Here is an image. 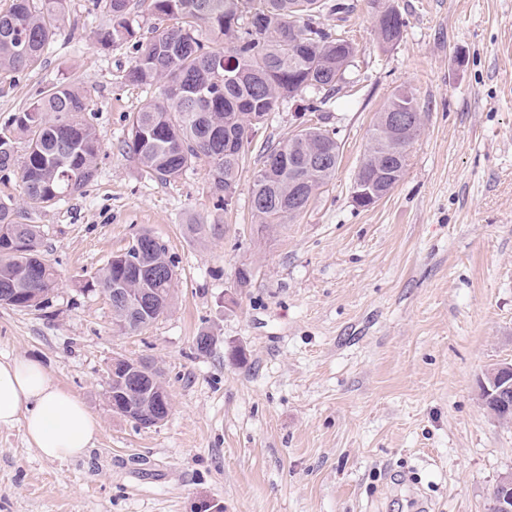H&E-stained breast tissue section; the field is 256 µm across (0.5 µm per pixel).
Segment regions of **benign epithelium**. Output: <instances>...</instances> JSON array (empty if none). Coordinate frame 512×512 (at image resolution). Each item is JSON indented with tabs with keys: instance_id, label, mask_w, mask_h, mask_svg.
Here are the masks:
<instances>
[{
	"instance_id": "1",
	"label": "benign epithelium",
	"mask_w": 512,
	"mask_h": 512,
	"mask_svg": "<svg viewBox=\"0 0 512 512\" xmlns=\"http://www.w3.org/2000/svg\"><path fill=\"white\" fill-rule=\"evenodd\" d=\"M413 118L408 114H388L385 123L392 128V134L404 138L409 131ZM385 197V192L369 183L358 187L354 193L357 202L374 205ZM159 294L148 290L133 299L128 297L123 288H114L106 294L109 303H122L136 309H156L158 314L166 308L157 303ZM110 379L120 382L119 387L111 392L112 411L142 427H152L163 421L169 409V393L158 387L154 367L146 361H129L119 359L112 363ZM482 400H499V405L509 407L508 395L512 394V363L503 362L484 372L479 384ZM498 484L505 491L495 499L493 512H512V474L502 476Z\"/></svg>"
}]
</instances>
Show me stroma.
Instances as JSON below:
<instances>
[{"label": "stroma", "instance_id": "stroma-1", "mask_svg": "<svg viewBox=\"0 0 512 512\" xmlns=\"http://www.w3.org/2000/svg\"><path fill=\"white\" fill-rule=\"evenodd\" d=\"M353 2L346 83L319 111L287 100L255 130L228 208L204 169L162 184L124 151L129 115L161 90L123 82L132 51L99 48L107 19L90 0H68L41 65L0 71V125L65 81L89 90L101 142L83 194L21 211L58 273L48 308L0 305V360L40 361L101 429L82 458L50 460L22 426L0 428V512H490L512 473V423L478 397L481 374L512 362V0H393L406 27L386 48L369 0ZM401 88L421 133L395 188L358 207L369 132ZM302 123L335 133L336 174L301 216L261 228L252 174ZM198 223L214 233L193 239ZM144 230L178 284L130 334L82 283ZM116 359L160 367L162 423L113 413Z\"/></svg>", "mask_w": 512, "mask_h": 512}]
</instances>
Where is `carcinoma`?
<instances>
[{
	"label": "carcinoma",
	"instance_id": "1",
	"mask_svg": "<svg viewBox=\"0 0 512 512\" xmlns=\"http://www.w3.org/2000/svg\"><path fill=\"white\" fill-rule=\"evenodd\" d=\"M93 10L108 17L97 44L130 46L134 57L125 82L163 87L158 101L129 117L125 150L145 175L161 183L178 179L202 163L210 188L224 205V189L238 184L245 147L253 129L278 111L283 101L303 94L323 104L339 90L356 48L347 41L343 22L354 5L328 0H150L154 36L141 42L134 22L139 0H91ZM66 0H13L0 13V70L15 73L33 68L60 30ZM336 16L325 29L316 22ZM262 20L259 27L250 16ZM405 21L392 6L376 15L380 44L399 41ZM92 111L86 91L68 82L38 94L0 129V172L19 167L24 202L45 208L83 193L97 170L100 138L84 114ZM420 109L413 94L398 90L383 112ZM53 119H47V115ZM25 137L18 160L14 134ZM407 147H397L376 119L354 182H377L393 189ZM340 144L335 135L306 126L283 142L267 146L262 167L254 173L251 209L257 223L270 227L300 216L310 197L297 201L296 183L319 189L335 176ZM19 211L0 199V303L41 309L57 285L54 268L43 258L38 224L18 221ZM140 251L125 264L107 261L83 284L85 291L107 292L120 281L137 294L160 290L173 299L175 265L163 242L143 232Z\"/></svg>",
	"mask_w": 512,
	"mask_h": 512
}]
</instances>
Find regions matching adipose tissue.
Instances as JSON below:
<instances>
[{"label":"adipose tissue","instance_id":"ef3b65f1","mask_svg":"<svg viewBox=\"0 0 512 512\" xmlns=\"http://www.w3.org/2000/svg\"><path fill=\"white\" fill-rule=\"evenodd\" d=\"M17 424L52 459L82 457L100 430L81 399L54 385L39 362L24 358L0 360V428Z\"/></svg>","mask_w":512,"mask_h":512}]
</instances>
